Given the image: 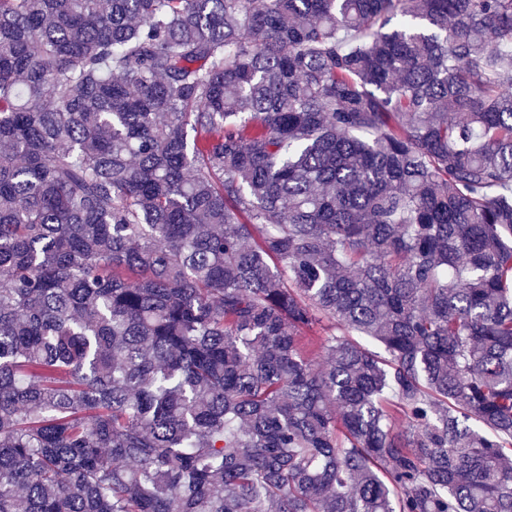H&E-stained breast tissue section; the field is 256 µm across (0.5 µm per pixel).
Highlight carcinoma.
<instances>
[{"mask_svg":"<svg viewBox=\"0 0 512 512\" xmlns=\"http://www.w3.org/2000/svg\"><path fill=\"white\" fill-rule=\"evenodd\" d=\"M0 512H512V0H0Z\"/></svg>","mask_w":512,"mask_h":512,"instance_id":"carcinoma-1","label":"carcinoma"}]
</instances>
